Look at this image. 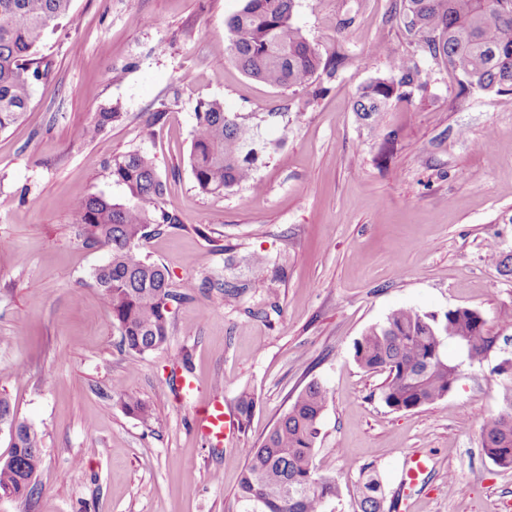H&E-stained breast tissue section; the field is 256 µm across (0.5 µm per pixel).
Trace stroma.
<instances>
[{
    "label": "stroma",
    "mask_w": 512,
    "mask_h": 512,
    "mask_svg": "<svg viewBox=\"0 0 512 512\" xmlns=\"http://www.w3.org/2000/svg\"><path fill=\"white\" fill-rule=\"evenodd\" d=\"M399 0H295L294 21L342 64L317 99L258 82L223 61L226 20L244 0H72L39 52L44 76L24 118L0 133V395L44 452L33 500L0 512H240L245 448L262 439L310 381L328 401L313 463L353 487L376 468L390 512L407 454L433 471L413 512H512V470L482 451L483 419L502 407L492 368L512 355V93L462 95L453 76L398 19ZM383 55L366 61L368 50ZM411 57L426 89L359 120L358 90ZM223 102L278 147L256 171L262 192L197 190L188 156L195 106ZM121 117L96 139L95 113ZM140 150L167 184L178 224L143 253L173 288L167 345L128 352L91 273L107 247L74 224L70 204L122 198L107 169ZM267 257L253 288L251 258ZM235 294H225L222 282ZM400 307L477 310L498 346L480 364L446 344L459 378L440 401L407 412L380 399L386 375L360 369L355 341ZM191 356L196 388L180 392L173 361ZM221 389L224 410L255 400L222 446L195 409ZM151 409L142 423L121 403Z\"/></svg>",
    "instance_id": "35a3bbf8"
}]
</instances>
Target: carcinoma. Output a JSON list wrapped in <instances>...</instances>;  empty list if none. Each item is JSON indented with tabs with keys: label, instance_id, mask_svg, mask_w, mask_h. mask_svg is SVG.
<instances>
[{
	"label": "carcinoma",
	"instance_id": "carcinoma-1",
	"mask_svg": "<svg viewBox=\"0 0 512 512\" xmlns=\"http://www.w3.org/2000/svg\"><path fill=\"white\" fill-rule=\"evenodd\" d=\"M295 0H245L227 20L230 43L224 58L250 78L276 88L313 97L329 90L336 77V58H323L293 21ZM398 17L406 32L462 91L512 92V0H401ZM71 0H0V132L27 111L33 85L43 73L37 54L47 34L68 15ZM422 90L419 69L409 57L392 59L386 74L360 88L354 112L367 123L392 104ZM196 125L189 164L200 193L222 194L247 185L259 188L258 161L273 146L243 117L224 111L217 100L196 105ZM120 116L113 109L96 113L82 131L93 139ZM112 181L125 198L113 201L93 195L74 202V223L87 238L109 250L93 282L99 289L121 343L134 354L164 348L170 336L169 305L188 296L172 289L166 269L142 254L141 245L166 224L179 223L165 207L166 187L152 158L142 152L114 157ZM498 337L486 332L485 320L473 309L455 308L442 315L412 308L394 310L354 342L356 364L367 372L387 373L382 400L396 411L433 404L451 391L458 364L444 354L445 342L456 343L471 362L482 363ZM512 356L498 359L492 372L503 386L502 409L486 417L481 428L485 455L512 469ZM328 399L326 387L312 380L297 394L270 432L246 449L247 463L239 482L241 512H328L342 496L336 477L313 465L320 420ZM124 409L144 423L149 407L127 395ZM21 451L0 465V497L30 499L42 453H33L35 436L24 426ZM353 499L358 512H385L384 486L374 468H360Z\"/></svg>",
	"mask_w": 512,
	"mask_h": 512
}]
</instances>
